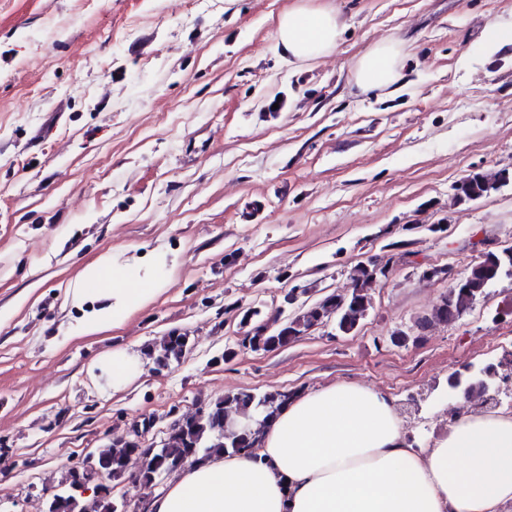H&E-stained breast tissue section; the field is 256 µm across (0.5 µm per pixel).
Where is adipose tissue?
<instances>
[{
	"label": "adipose tissue",
	"instance_id": "1",
	"mask_svg": "<svg viewBox=\"0 0 512 512\" xmlns=\"http://www.w3.org/2000/svg\"><path fill=\"white\" fill-rule=\"evenodd\" d=\"M343 30L328 5L296 0L277 21L286 61L337 50ZM403 43L375 42L352 63L349 78L382 91L400 77ZM167 258L88 263L68 294L81 315L70 326L88 336L122 326L165 282ZM139 352L116 348L86 367L121 390L143 372ZM512 504V415L469 412L414 447L394 400L373 387L335 383L291 398L265 424L255 455H220L172 474L149 512H504Z\"/></svg>",
	"mask_w": 512,
	"mask_h": 512
}]
</instances>
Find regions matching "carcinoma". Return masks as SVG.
Here are the masks:
<instances>
[{"mask_svg":"<svg viewBox=\"0 0 512 512\" xmlns=\"http://www.w3.org/2000/svg\"><path fill=\"white\" fill-rule=\"evenodd\" d=\"M506 179V172H500L490 178L476 173L466 177L461 194L467 199H478L497 189V184ZM512 267V256L507 257L498 250H489L481 259L467 269L468 285L457 288L448 299L440 300L430 313L421 317L416 325L426 330L436 325H447L459 320L486 293L499 278L508 274ZM351 282L354 288L347 296L327 294L322 298L293 309V316L287 330L260 323L261 311L252 310L251 328L268 329L265 336L245 332L243 341L249 343L254 351H274L276 347L286 346L298 341L314 328L331 324L340 334L355 332L362 320L372 308V290L375 288L364 262H359L352 270ZM188 342L185 333H171L163 342L153 346L149 355L155 364L170 365L181 359ZM499 380L498 373L485 368L481 371L466 373L454 372L448 377V384L455 382L464 386L467 394L487 395ZM290 394L281 391L255 393L251 391L229 392L207 408L190 417L177 419L170 426L166 438L154 449V455L162 462L160 471L152 465H142L138 471L139 480L152 483L163 475H169L183 469L187 463L202 462L219 454L254 455L258 447V435L255 431L242 434L224 428V413L233 406L243 414H252L264 423L272 418L287 403ZM115 450L102 453L96 460L97 468L85 475L86 481L98 477L109 480L122 478L133 457H141L139 443L133 438H121L113 444ZM76 474L69 469L62 482V489L47 502L46 512H122L123 505L112 499L110 489L96 484L94 497L90 502L83 500L82 492L74 489Z\"/></svg>","mask_w":512,"mask_h":512,"instance_id":"cac0c4a2","label":"carcinoma"}]
</instances>
